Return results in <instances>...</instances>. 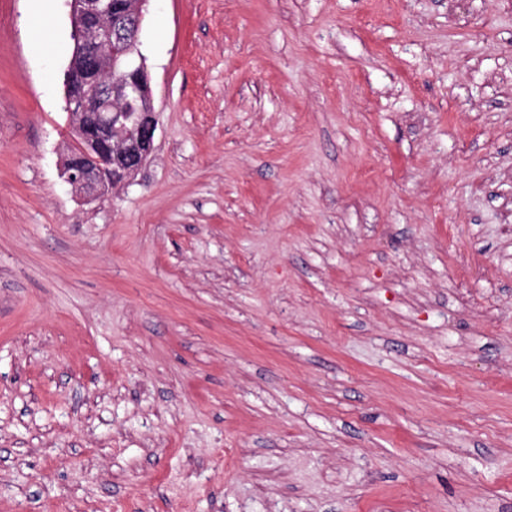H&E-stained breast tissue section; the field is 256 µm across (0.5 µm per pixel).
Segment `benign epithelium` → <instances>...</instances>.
<instances>
[{"label": "benign epithelium", "instance_id": "7a95c632", "mask_svg": "<svg viewBox=\"0 0 512 512\" xmlns=\"http://www.w3.org/2000/svg\"><path fill=\"white\" fill-rule=\"evenodd\" d=\"M75 47L70 65L96 74L75 93L65 77L70 141L83 161L66 152L61 175L83 202L104 200L131 181L155 149L158 127L152 88L138 35L148 0H69ZM93 106L94 124L82 121Z\"/></svg>", "mask_w": 512, "mask_h": 512}]
</instances>
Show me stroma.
<instances>
[{"mask_svg": "<svg viewBox=\"0 0 512 512\" xmlns=\"http://www.w3.org/2000/svg\"><path fill=\"white\" fill-rule=\"evenodd\" d=\"M38 22L0 0V512H512V0H149L156 149L91 204Z\"/></svg>", "mask_w": 512, "mask_h": 512, "instance_id": "35a3bbf8", "label": "stroma"}]
</instances>
